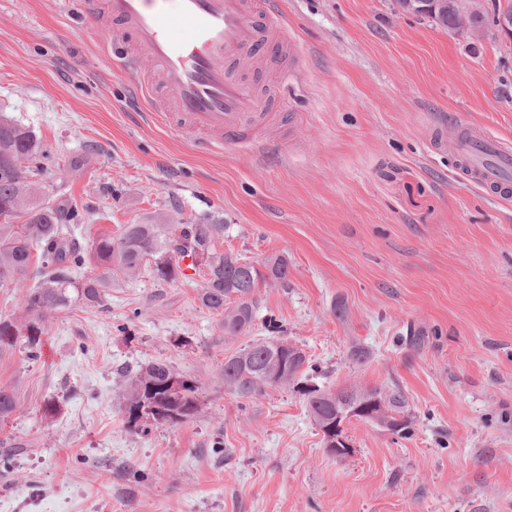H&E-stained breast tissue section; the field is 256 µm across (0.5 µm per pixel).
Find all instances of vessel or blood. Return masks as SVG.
I'll list each match as a JSON object with an SVG mask.
<instances>
[{"label": "vessel or blood", "instance_id": "b4317fda", "mask_svg": "<svg viewBox=\"0 0 512 512\" xmlns=\"http://www.w3.org/2000/svg\"><path fill=\"white\" fill-rule=\"evenodd\" d=\"M101 10L112 19L113 56L127 65L145 57L158 70V85L137 86L136 97L159 95L161 119L194 131L199 148L248 144L268 124L240 63L292 45L275 0H76L68 19L87 26ZM434 139L449 143L466 179L512 198L511 147L476 126Z\"/></svg>", "mask_w": 512, "mask_h": 512}]
</instances>
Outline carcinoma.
Wrapping results in <instances>:
<instances>
[{"label":"carcinoma","instance_id":"1","mask_svg":"<svg viewBox=\"0 0 512 512\" xmlns=\"http://www.w3.org/2000/svg\"><path fill=\"white\" fill-rule=\"evenodd\" d=\"M51 150L32 130L11 120L0 124V283L15 279L32 281L21 318L0 317V354L13 348L24 336L30 356L41 350L45 319L75 304L102 308L112 278H135L149 269L153 279L179 283L188 279L183 259L198 254L203 258L193 265L202 272L199 304L220 316L219 329L224 339L249 333L258 306V288L270 281L288 283V261L283 257L259 264L247 262L232 252L217 249L224 238L222 224H189L182 243L175 241L177 225L124 224L117 235L104 233L85 251L72 237L73 225L83 217L75 204L52 199L53 185L46 180ZM101 272L82 276L88 263ZM266 327L272 336L246 345L224 357L219 378L224 388L244 398L258 400L272 387L297 386L311 380L312 366L305 352L279 335L281 326L270 318ZM178 374L166 360H150L124 372L120 407L129 429L138 430L143 419L135 417L147 394L155 404L178 416L177 423H192L204 412L196 382L187 380L177 392L168 389L171 377ZM357 389L335 392L302 390L313 419L336 418V397L341 403L354 402ZM389 418L401 417V427L393 434L411 435V422L402 416L406 405L403 394L393 390L385 395ZM16 409L15 387L0 385V423Z\"/></svg>","mask_w":512,"mask_h":512}]
</instances>
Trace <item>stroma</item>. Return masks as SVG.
Instances as JSON below:
<instances>
[{
  "instance_id": "1",
  "label": "stroma",
  "mask_w": 512,
  "mask_h": 512,
  "mask_svg": "<svg viewBox=\"0 0 512 512\" xmlns=\"http://www.w3.org/2000/svg\"><path fill=\"white\" fill-rule=\"evenodd\" d=\"M63 3L0 0V114L43 137L57 196L87 206L76 241L218 221L221 250L286 258L288 284L261 286L252 332L226 341L202 275L119 277L104 309L47 319L38 357L0 356L17 400L0 512H512V200L430 146L458 125L512 144V38L491 25L476 46L393 0H280L294 77L241 65L274 115L261 146L203 154L137 105L151 62L114 64L111 25L70 24ZM269 317L320 386L400 390L412 435L353 418L336 457L294 389L225 391V353ZM151 359L198 382L195 422L127 428L121 371Z\"/></svg>"
}]
</instances>
